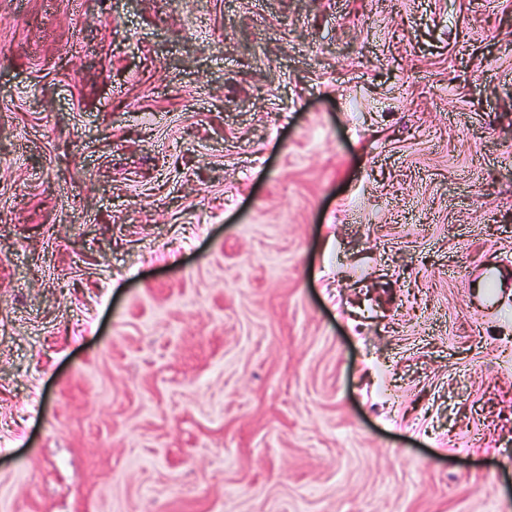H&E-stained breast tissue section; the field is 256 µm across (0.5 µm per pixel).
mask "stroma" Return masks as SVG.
Here are the masks:
<instances>
[{
  "label": "stroma",
  "mask_w": 512,
  "mask_h": 512,
  "mask_svg": "<svg viewBox=\"0 0 512 512\" xmlns=\"http://www.w3.org/2000/svg\"><path fill=\"white\" fill-rule=\"evenodd\" d=\"M512 0H0V512H512ZM511 262V256H491L484 262L480 272L474 278L480 280L485 307H492L497 304L504 278L503 273L508 266H511Z\"/></svg>",
  "instance_id": "1"
}]
</instances>
